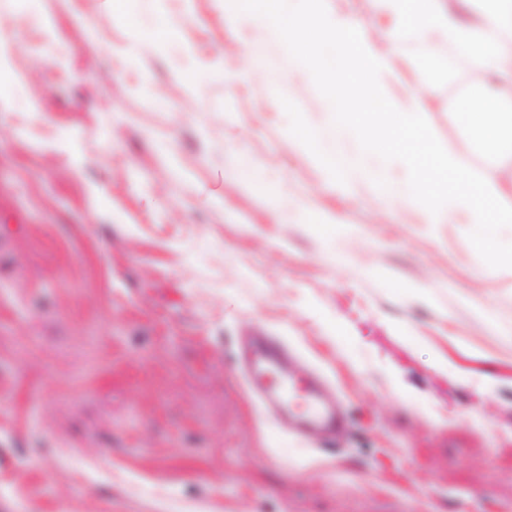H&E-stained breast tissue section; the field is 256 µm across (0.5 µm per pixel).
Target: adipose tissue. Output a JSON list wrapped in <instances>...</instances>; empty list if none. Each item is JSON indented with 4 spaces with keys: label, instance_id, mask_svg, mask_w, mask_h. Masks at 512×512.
Masks as SVG:
<instances>
[{
    "label": "adipose tissue",
    "instance_id": "ef3b65f1",
    "mask_svg": "<svg viewBox=\"0 0 512 512\" xmlns=\"http://www.w3.org/2000/svg\"><path fill=\"white\" fill-rule=\"evenodd\" d=\"M437 3L365 0L369 11L401 16L421 37L448 40L478 60L485 82L472 92L468 109L460 116V130L488 154L512 148V38L501 33L505 18L512 17V0H483L478 22L470 25L443 13ZM464 169L463 158L454 151L435 150L411 198L426 201V220L431 224H444L454 214H463L479 229V247L487 256L497 257L495 229L500 224H512V194L502 189L503 183L512 179V168H491L473 180L463 178ZM451 175L459 178V191L450 199L433 200L431 184Z\"/></svg>",
    "mask_w": 512,
    "mask_h": 512
}]
</instances>
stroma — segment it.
<instances>
[{
	"label": "stroma",
	"mask_w": 512,
	"mask_h": 512,
	"mask_svg": "<svg viewBox=\"0 0 512 512\" xmlns=\"http://www.w3.org/2000/svg\"><path fill=\"white\" fill-rule=\"evenodd\" d=\"M392 28V87L482 175L447 42ZM250 39L224 0H0V512H512V224L492 264L474 225L394 218L357 171L403 197L406 166L275 35L246 73ZM259 333L332 382L336 438L250 398ZM320 133L310 126L304 125L296 129L290 138L293 146L302 148L311 153L321 164H323L334 176L342 170L343 158L339 154L329 155L324 152L320 145Z\"/></svg>",
	"instance_id": "35a3bbf8"
}]
</instances>
